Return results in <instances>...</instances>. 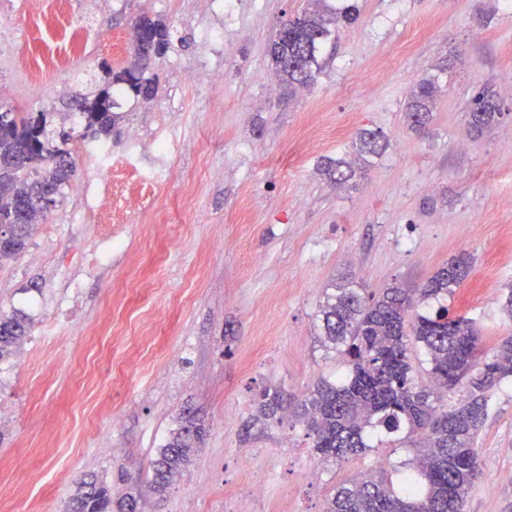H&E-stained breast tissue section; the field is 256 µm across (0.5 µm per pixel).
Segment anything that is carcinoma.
Segmentation results:
<instances>
[{
	"label": "carcinoma",
	"instance_id": "obj_1",
	"mask_svg": "<svg viewBox=\"0 0 512 512\" xmlns=\"http://www.w3.org/2000/svg\"><path fill=\"white\" fill-rule=\"evenodd\" d=\"M301 13L279 21L268 56L280 87L288 96L315 84L326 66L323 53L336 43V30L356 22L354 4L337 8L328 0H305ZM132 52L119 71H109L104 85L78 93L54 112H0V265L25 248L43 215L66 197L75 173L73 143L107 139L122 118L112 86H124L125 99L150 101L157 94L152 72L165 54L173 31L164 20L146 14L132 23ZM440 76L420 80L409 97L405 118L415 129L430 123ZM470 125L480 132L496 124L502 107L489 86L473 98ZM357 163L380 156L386 142L379 134H358ZM356 173L353 163L338 160L327 168L341 186ZM472 261L453 257L415 290L392 286L362 297L354 288H339L321 309L324 342L342 347L345 370L336 381L322 380L297 405L294 421L303 425L312 448L323 461H344L383 445V438L410 448L400 484L386 470L342 483L331 494L325 512H463L469 491L481 475L479 433L489 410L490 391L512 383V336L496 347L484 346L477 322L452 315L444 300L468 277ZM27 323L15 315L0 316V360L25 337ZM421 352L429 382L415 381L412 355ZM466 392L463 402L448 404L449 394ZM284 398L265 387L255 402L256 419L284 421ZM206 428L186 408L179 427L152 462L150 487L166 495L191 462ZM141 496L132 491L118 500L112 488L92 478L81 482L67 512H135Z\"/></svg>",
	"mask_w": 512,
	"mask_h": 512
}]
</instances>
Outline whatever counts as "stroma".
<instances>
[{
    "instance_id": "obj_1",
    "label": "stroma",
    "mask_w": 512,
    "mask_h": 512,
    "mask_svg": "<svg viewBox=\"0 0 512 512\" xmlns=\"http://www.w3.org/2000/svg\"><path fill=\"white\" fill-rule=\"evenodd\" d=\"M0 0V106L35 110L54 89H81L100 62L120 69L130 20L163 18L175 37L158 63L160 91L113 130L111 212L65 197L26 249L0 266V313L31 323L20 355L0 361V512H66L78 483L147 490L151 464L183 409L207 436L152 512H232L250 478L268 497L251 512H324L336 486L401 459L375 448L321 461L303 425L255 421L267 386L295 406L341 356L321 336L325 296L421 287L448 259L473 268L448 299L474 318L486 347L512 333V8L504 0H357L317 83L282 97L267 46L304 0ZM80 20L65 71L46 22ZM222 31L206 46L203 27ZM224 76V94L179 83L176 65ZM447 67L433 120L404 118L411 91ZM504 114L475 132L482 85ZM166 127L169 174L143 184ZM384 154L336 187L330 162L352 159L356 134ZM140 140L130 158L132 138ZM482 475L464 512H512V385L497 388L476 438ZM318 471L310 479V471Z\"/></svg>"
}]
</instances>
